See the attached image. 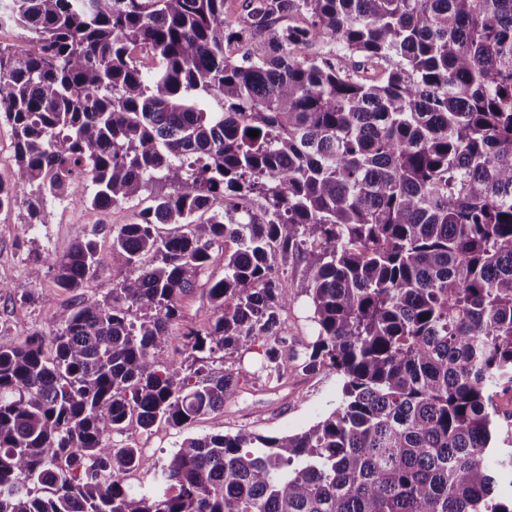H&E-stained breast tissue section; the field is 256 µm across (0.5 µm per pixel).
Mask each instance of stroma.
<instances>
[{"mask_svg": "<svg viewBox=\"0 0 512 512\" xmlns=\"http://www.w3.org/2000/svg\"><path fill=\"white\" fill-rule=\"evenodd\" d=\"M150 204L144 192L131 202L104 210L91 209L70 197L52 206L49 223L32 228L23 224L19 210L0 211V343L24 344L33 332H50L61 308L76 306L86 296L101 298L109 294L116 276L127 269L124 255L111 246L112 228L133 223ZM90 234L96 235L99 244L96 275L78 290L56 287L52 261L65 256L78 239ZM36 255L47 258L48 263L40 276L33 277L29 270ZM303 273L302 261L289 259L288 306L282 317L297 348L308 343L314 334L308 301L295 289ZM18 282L25 283L28 301H20L14 294L12 287ZM225 365L240 372L241 390L234 401L225 405L223 413L197 418L179 429L156 425L151 431L136 435V443L144 448L153 466L137 471L132 489H153L157 465L163 464L184 438L240 431L266 436L298 433L329 415L341 396L342 379L329 369L291 378L287 388L277 389L256 377L255 354L233 356L226 359Z\"/></svg>", "mask_w": 512, "mask_h": 512, "instance_id": "1", "label": "stroma"}]
</instances>
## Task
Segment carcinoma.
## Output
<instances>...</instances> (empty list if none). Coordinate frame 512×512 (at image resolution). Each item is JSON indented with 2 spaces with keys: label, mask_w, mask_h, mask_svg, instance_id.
I'll return each mask as SVG.
<instances>
[{
  "label": "carcinoma",
  "mask_w": 512,
  "mask_h": 512,
  "mask_svg": "<svg viewBox=\"0 0 512 512\" xmlns=\"http://www.w3.org/2000/svg\"><path fill=\"white\" fill-rule=\"evenodd\" d=\"M224 2L0 0L25 42L0 44V211L32 227L52 199L153 200L112 228L129 272L109 296L0 343V512H512L494 401L512 390V0H243L238 27ZM286 12L310 21L276 26ZM316 41L352 69L294 56ZM215 247L184 366L172 327ZM97 255L79 240L56 286L85 287ZM254 348L278 387L336 371V409L293 435L187 437L158 488L131 490L153 463L112 434L223 411L240 372L209 363ZM11 142L10 127L4 123L0 124V181L4 183H11L14 179ZM281 314L282 319L288 324V336H291L293 346L300 349L314 335L306 297L298 295L296 288H288V307Z\"/></svg>",
  "instance_id": "1"
}]
</instances>
